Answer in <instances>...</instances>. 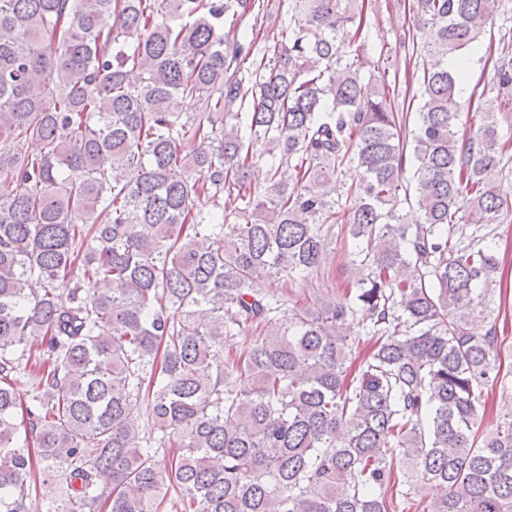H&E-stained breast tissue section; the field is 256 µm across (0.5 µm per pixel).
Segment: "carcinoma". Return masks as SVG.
I'll use <instances>...</instances> for the list:
<instances>
[{"instance_id": "cac0c4a2", "label": "carcinoma", "mask_w": 512, "mask_h": 512, "mask_svg": "<svg viewBox=\"0 0 512 512\" xmlns=\"http://www.w3.org/2000/svg\"><path fill=\"white\" fill-rule=\"evenodd\" d=\"M289 4L262 50L270 0H0V512H30L38 472L47 512H512V415L479 421L498 332L470 330L512 143L492 113L459 136L448 68L505 0H411L433 63L410 141L388 74L363 82L346 51L365 0ZM336 224L351 301L254 290L316 272ZM354 314L359 361L336 332Z\"/></svg>"}]
</instances>
